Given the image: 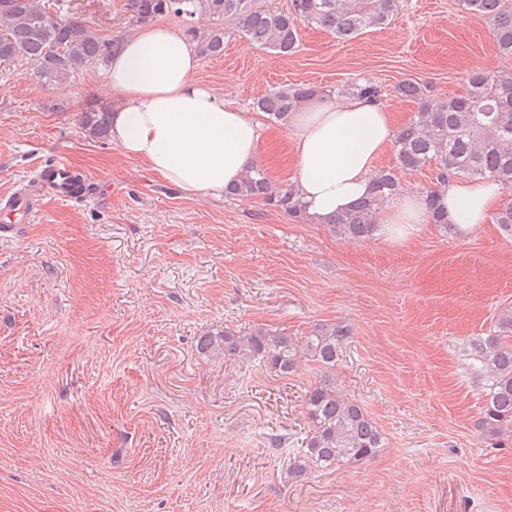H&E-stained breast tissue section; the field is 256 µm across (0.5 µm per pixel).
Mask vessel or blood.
Segmentation results:
<instances>
[{
	"mask_svg": "<svg viewBox=\"0 0 512 512\" xmlns=\"http://www.w3.org/2000/svg\"><path fill=\"white\" fill-rule=\"evenodd\" d=\"M70 167L56 162L48 170L42 171L40 179L20 190L0 196V224L11 228L18 224L30 223L39 210V200L43 192H51L58 197L70 194Z\"/></svg>",
	"mask_w": 512,
	"mask_h": 512,
	"instance_id": "1",
	"label": "vessel or blood"
}]
</instances>
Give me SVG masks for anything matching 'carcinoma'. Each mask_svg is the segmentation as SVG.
<instances>
[{
    "mask_svg": "<svg viewBox=\"0 0 512 512\" xmlns=\"http://www.w3.org/2000/svg\"><path fill=\"white\" fill-rule=\"evenodd\" d=\"M457 5L463 13L488 19L498 52L512 58V0H457ZM122 8L136 26L172 14L206 20V25L190 26L185 34L196 44L199 55L210 59L224 54V38L232 28L278 55L296 51L302 22L349 41L387 26L399 10V0H291L286 11L267 8L262 0H124ZM68 10V0H0V65L26 61L43 86L69 83L87 67L108 65L122 39H106L79 18L64 19ZM467 83L464 95L448 98L436 96L410 79L395 86L398 96L416 105L414 115L395 135L397 164L375 171L369 193L353 209L327 220L337 236L349 241L374 238L380 230L376 215L408 191L402 181L406 172L430 170V186L421 194L432 223L445 233L451 224L436 206V197L450 179H489L512 186V70H477L468 75ZM335 94L379 102L383 89L369 79L336 90L300 84L267 93L257 100L256 107L271 122L286 125L291 113L308 100ZM109 112L107 107L82 112V129L94 138L108 139ZM224 196L259 201L296 223H311L295 187L277 184L256 164L247 167L238 183L225 188ZM495 220L512 239V195L502 199ZM350 336L345 325L323 326L304 345L321 364V375L308 396L312 429L300 454L318 468L362 466L383 448L376 423L364 407L340 393L333 378L339 352ZM196 350L207 358L244 357L286 375L296 364L299 345L287 335L268 330L244 336L224 330L200 337ZM466 360L468 374L485 398L482 417L476 423L478 437L485 442L511 437V305L499 313L495 331L469 341Z\"/></svg>",
    "mask_w": 512,
    "mask_h": 512,
    "instance_id": "carcinoma-1",
    "label": "carcinoma"
}]
</instances>
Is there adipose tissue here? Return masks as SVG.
<instances>
[{"label": "adipose tissue", "instance_id": "1", "mask_svg": "<svg viewBox=\"0 0 512 512\" xmlns=\"http://www.w3.org/2000/svg\"><path fill=\"white\" fill-rule=\"evenodd\" d=\"M200 57L181 31L139 28L114 53L99 89L111 98L110 140L186 196L223 194L256 156L264 132L260 113L225 102L198 82ZM298 159L295 186L314 223L348 211L365 196L378 157L395 129L381 104L360 97L314 98L289 122ZM501 196L491 180L449 182L439 205L458 234L484 223ZM389 234L430 221L421 196L400 197L376 217Z\"/></svg>", "mask_w": 512, "mask_h": 512}]
</instances>
